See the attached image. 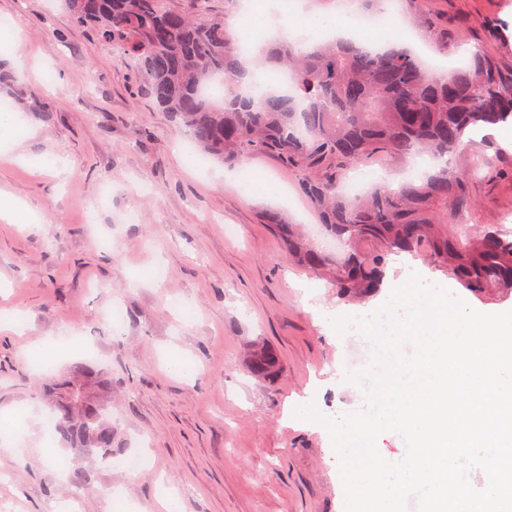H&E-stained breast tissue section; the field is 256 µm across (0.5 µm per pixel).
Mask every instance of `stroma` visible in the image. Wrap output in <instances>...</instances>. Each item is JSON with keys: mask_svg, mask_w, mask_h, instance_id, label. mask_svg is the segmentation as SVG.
<instances>
[{"mask_svg": "<svg viewBox=\"0 0 512 512\" xmlns=\"http://www.w3.org/2000/svg\"><path fill=\"white\" fill-rule=\"evenodd\" d=\"M440 67L473 64L459 46L501 58L512 42V0H425ZM0 62L47 108L0 119V192L25 223L0 221V500L12 512H343L339 458L314 406L340 418L364 405L347 374L373 344L342 316L373 314L419 274L473 309L512 311V291L477 296L426 255L391 257L372 299L336 291L288 263L267 208L316 234L320 218L278 158L256 154L230 170L194 164L179 130L153 105L135 64L77 24L62 0H0ZM479 220L512 214V182L474 180ZM162 268L165 279L150 273ZM182 300L192 317L171 307ZM123 310V327L105 317ZM21 320L14 328L13 320ZM263 340L282 357L279 377L252 375L242 359ZM104 374L91 396L108 406L112 446L147 460L137 473L60 441L42 426L46 391L83 370Z\"/></svg>", "mask_w": 512, "mask_h": 512, "instance_id": "35a3bbf8", "label": "stroma"}]
</instances>
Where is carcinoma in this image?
<instances>
[{
	"mask_svg": "<svg viewBox=\"0 0 512 512\" xmlns=\"http://www.w3.org/2000/svg\"><path fill=\"white\" fill-rule=\"evenodd\" d=\"M64 0L73 18L134 58L156 108L167 112L203 154L237 165L272 154L299 176L324 230L346 244L336 255L318 248L278 212L263 220L284 237L288 260L326 280L341 301L382 288L391 255L426 253L432 265L476 295L512 288V233L477 224L460 238L453 225L471 220L470 180L512 181L468 150L467 135L512 123V76L488 61L440 76L406 46L371 52L334 39L300 47L281 36L258 56L240 53L241 35L194 0ZM288 75L289 90L263 87L260 74ZM0 86L28 112L44 106L17 72L0 67ZM426 155L431 168L398 188L374 186L354 198L345 172L385 157L401 164ZM246 367L275 378L279 359L264 342L250 344ZM92 380L68 382L51 412L62 438L108 459L112 425L104 406H87Z\"/></svg>",
	"mask_w": 512,
	"mask_h": 512,
	"instance_id": "1",
	"label": "carcinoma"
}]
</instances>
